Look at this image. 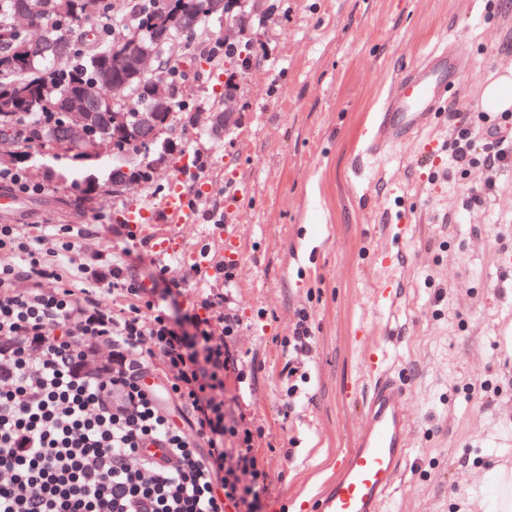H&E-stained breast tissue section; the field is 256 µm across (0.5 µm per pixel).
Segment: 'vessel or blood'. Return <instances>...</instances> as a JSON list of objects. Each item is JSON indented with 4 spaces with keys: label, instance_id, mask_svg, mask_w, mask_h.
I'll list each match as a JSON object with an SVG mask.
<instances>
[{
    "label": "vessel or blood",
    "instance_id": "b4317fda",
    "mask_svg": "<svg viewBox=\"0 0 512 512\" xmlns=\"http://www.w3.org/2000/svg\"><path fill=\"white\" fill-rule=\"evenodd\" d=\"M459 68L458 58L442 50L405 74L386 105L372 151L404 142L431 122L448 91L449 71ZM160 213L176 226L194 223L180 181H172L158 210H129L126 222L141 233ZM364 361L374 377L365 398L364 423L351 445L337 450L336 475L314 500L312 512H384L401 467L409 459L411 441L401 380L382 367L377 353H366Z\"/></svg>",
    "mask_w": 512,
    "mask_h": 512
}]
</instances>
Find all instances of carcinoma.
Listing matches in <instances>:
<instances>
[{"label": "carcinoma", "mask_w": 512, "mask_h": 512, "mask_svg": "<svg viewBox=\"0 0 512 512\" xmlns=\"http://www.w3.org/2000/svg\"><path fill=\"white\" fill-rule=\"evenodd\" d=\"M204 2L154 0V5L145 9L132 3L128 17L106 33L94 20L104 14L108 0H12L9 15L0 11V131H16L17 115L51 112L53 121L36 120L26 127L29 137L45 151L72 153L87 161L98 157V148L113 140L112 112L123 111L127 98L141 109L152 106L155 89L166 78L170 105L178 107L185 73L168 61L172 41L180 37L189 46L195 34L224 23L203 10ZM177 15L188 19L185 27L173 23ZM135 35L146 48L159 49V71L129 73L112 64V53ZM65 41L69 42L67 60L57 64L53 48ZM106 71L111 77L104 83ZM95 82L103 89L96 127L88 136L73 139L58 100ZM157 141L156 136L133 134L119 141L117 150L133 152ZM113 173L134 187L150 181L152 161L133 164L126 172L117 168Z\"/></svg>", "instance_id": "obj_1"}]
</instances>
